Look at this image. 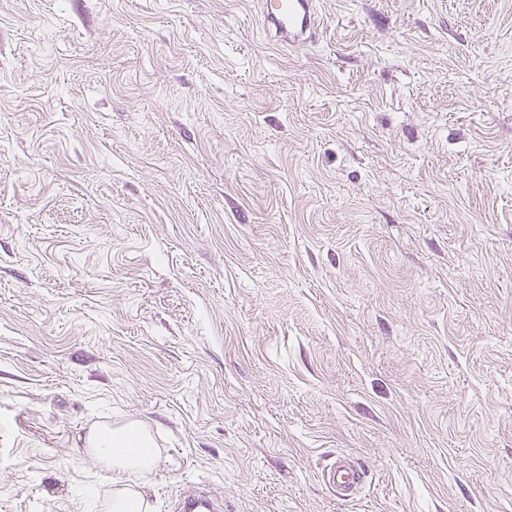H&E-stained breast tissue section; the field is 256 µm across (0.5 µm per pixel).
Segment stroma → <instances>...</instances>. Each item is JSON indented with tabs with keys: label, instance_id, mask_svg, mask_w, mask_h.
Masks as SVG:
<instances>
[{
	"label": "stroma",
	"instance_id": "1",
	"mask_svg": "<svg viewBox=\"0 0 512 512\" xmlns=\"http://www.w3.org/2000/svg\"><path fill=\"white\" fill-rule=\"evenodd\" d=\"M316 7L0 0V512H512V0ZM314 0H261L259 26L288 48H298L312 41L319 23ZM87 445L116 477L108 511L148 512L143 480L155 468L158 456L146 427L136 420L104 426L89 434ZM321 478L327 488L344 500L353 497L364 481L362 470L343 455L336 456L335 461L322 471Z\"/></svg>",
	"mask_w": 512,
	"mask_h": 512
}]
</instances>
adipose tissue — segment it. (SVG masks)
I'll list each match as a JSON object with an SVG mask.
<instances>
[{
	"label": "adipose tissue",
	"instance_id": "ef3b65f1",
	"mask_svg": "<svg viewBox=\"0 0 512 512\" xmlns=\"http://www.w3.org/2000/svg\"><path fill=\"white\" fill-rule=\"evenodd\" d=\"M87 444L115 475L108 512H148L143 480L158 456L146 427L136 420L104 426L89 434Z\"/></svg>",
	"mask_w": 512,
	"mask_h": 512
}]
</instances>
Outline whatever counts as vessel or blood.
<instances>
[{"label":"vessel or blood","mask_w":512,"mask_h":512,"mask_svg":"<svg viewBox=\"0 0 512 512\" xmlns=\"http://www.w3.org/2000/svg\"><path fill=\"white\" fill-rule=\"evenodd\" d=\"M259 25L270 37L291 48L304 46L318 33L314 0H260ZM324 485L341 499L353 497L364 481L361 469L343 455L321 474Z\"/></svg>","instance_id":"b4317fda"}]
</instances>
